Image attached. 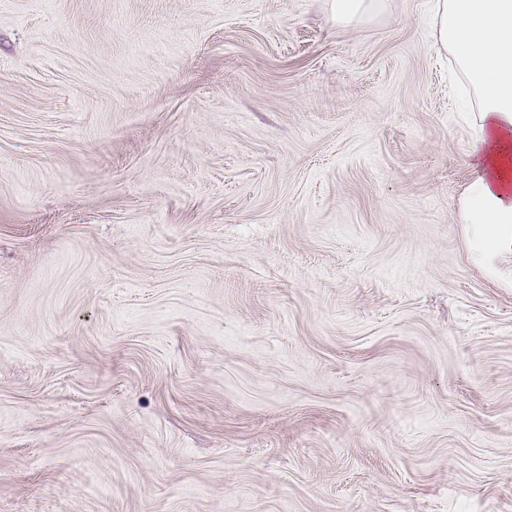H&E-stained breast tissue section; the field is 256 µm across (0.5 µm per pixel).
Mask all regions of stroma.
<instances>
[{"instance_id":"35a3bbf8","label":"stroma","mask_w":512,"mask_h":512,"mask_svg":"<svg viewBox=\"0 0 512 512\" xmlns=\"http://www.w3.org/2000/svg\"><path fill=\"white\" fill-rule=\"evenodd\" d=\"M430 14L0 0V512H512Z\"/></svg>"}]
</instances>
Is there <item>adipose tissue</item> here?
I'll use <instances>...</instances> for the list:
<instances>
[{
    "label": "adipose tissue",
    "mask_w": 512,
    "mask_h": 512,
    "mask_svg": "<svg viewBox=\"0 0 512 512\" xmlns=\"http://www.w3.org/2000/svg\"><path fill=\"white\" fill-rule=\"evenodd\" d=\"M433 46L475 92L471 177L456 211L474 257L512 285V0H432Z\"/></svg>",
    "instance_id": "ef3b65f1"
}]
</instances>
